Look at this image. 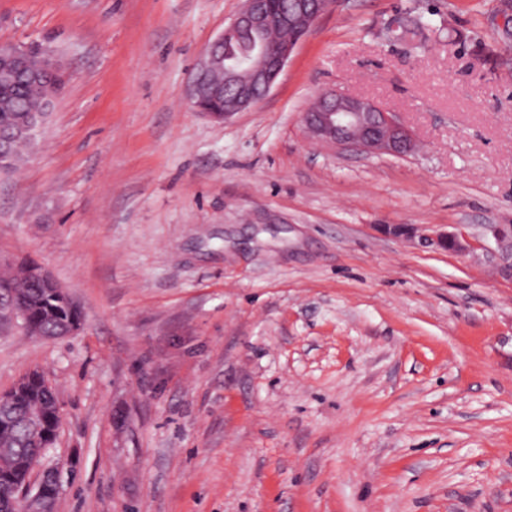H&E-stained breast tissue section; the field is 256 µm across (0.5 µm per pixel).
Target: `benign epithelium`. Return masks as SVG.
Masks as SVG:
<instances>
[{
	"label": "benign epithelium",
	"instance_id": "7a95c632",
	"mask_svg": "<svg viewBox=\"0 0 512 512\" xmlns=\"http://www.w3.org/2000/svg\"><path fill=\"white\" fill-rule=\"evenodd\" d=\"M324 2L325 6L318 8L311 0H291V5L272 12L262 6V0H244L237 16L204 52L187 90L191 106L220 121L255 105L273 87L299 41L314 27L331 0ZM274 26L291 30L293 37L281 42L266 41L263 32ZM28 53L27 47L3 45L0 60L7 57L20 66ZM219 70L224 71V85L235 86L234 94L229 97L211 82L212 73ZM303 123L312 139L340 151L401 157L416 147L412 132L397 113L335 89L323 92L314 107L303 114ZM487 230L497 246L500 274L512 281V224H490ZM425 241L452 252L470 249L467 240L448 232L429 234ZM20 268L44 288L57 286L53 277L40 267L15 266L17 270ZM29 476L27 470L4 481L19 492L23 512H48L46 493L58 483L56 472H45L33 493L28 490Z\"/></svg>",
	"mask_w": 512,
	"mask_h": 512
}]
</instances>
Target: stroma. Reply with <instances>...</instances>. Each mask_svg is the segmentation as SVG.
Segmentation results:
<instances>
[{"label":"stroma","mask_w":512,"mask_h":512,"mask_svg":"<svg viewBox=\"0 0 512 512\" xmlns=\"http://www.w3.org/2000/svg\"><path fill=\"white\" fill-rule=\"evenodd\" d=\"M242 6L0 0V44L65 72L0 175V262L82 313L61 338L0 325V392L36 371L60 401L31 484L62 464L57 512H512V281L484 235L512 224V0H336L217 123L185 90ZM330 88L415 151L309 141ZM425 237L426 243L438 249L452 252H465L470 249V243L466 239H460L457 235L448 232H438Z\"/></svg>","instance_id":"1"}]
</instances>
